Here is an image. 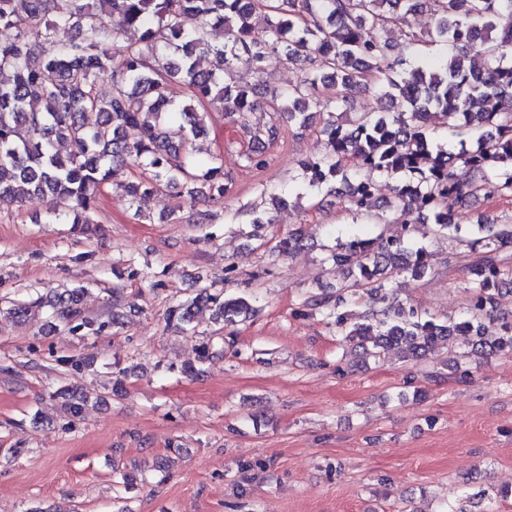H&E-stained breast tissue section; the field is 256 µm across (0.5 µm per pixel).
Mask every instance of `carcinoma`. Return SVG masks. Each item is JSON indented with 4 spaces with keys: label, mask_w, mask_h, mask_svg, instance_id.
Listing matches in <instances>:
<instances>
[{
    "label": "carcinoma",
    "mask_w": 512,
    "mask_h": 512,
    "mask_svg": "<svg viewBox=\"0 0 512 512\" xmlns=\"http://www.w3.org/2000/svg\"><path fill=\"white\" fill-rule=\"evenodd\" d=\"M423 11L436 18L430 42L444 45L446 54L417 66L390 58L371 31ZM113 13L122 17L114 30L107 20ZM59 28L76 35L58 45L53 32ZM216 29L224 31L220 45L211 42ZM36 41L45 44L40 58L31 53ZM162 45L177 56L160 54ZM202 54L210 57L207 68L197 64ZM116 55L122 57L118 66ZM272 56L305 66L298 84L273 96V111L302 129L321 117L326 150L302 165L309 188L339 180L345 200L362 211L374 195V176H385L394 180L392 193L404 214L425 215L449 236L465 230L458 216L473 199L512 194V111L502 109V101L512 99V0H0V213L41 196L50 199L54 216L92 224L103 185L128 165L140 174L117 187L145 221L151 220L147 203L164 188L194 202L223 201L228 187L219 157L199 160L186 145L206 131L209 105L242 119L257 110L255 91L237 84L231 72L241 58L260 68ZM374 73L382 75L381 96L401 100L403 110H366L357 122L339 124L336 104L321 98L319 85L331 81L343 104ZM104 76L111 82L107 95L97 85ZM174 78L188 89L190 104L180 110L168 93ZM437 113L451 128L478 131L477 138L448 151L428 133ZM128 128L138 130L136 140H127ZM58 141L69 144L67 154L55 150ZM348 158L355 160L352 171L342 165ZM457 166L467 168V180L456 178ZM508 245L511 228L472 241L482 254L473 268L472 314L438 323L394 302L389 288L395 275H424L425 248H410L400 236L351 238L330 258L349 270L353 286L368 287L381 309L373 326L350 323L343 311L348 298L339 289L326 318L365 361L378 362L394 350L422 357L460 336L461 359L512 354V323L497 325L493 316L499 286L512 283V267L496 259ZM302 246L296 231L277 248L289 255ZM84 292L78 286L30 295L13 301L9 313L47 307L57 325L83 337L120 324L116 314L105 321L86 316ZM203 308L225 327L254 313L252 300L204 286L166 310L165 326L192 334ZM56 396L72 418L87 404L77 389Z\"/></svg>",
    "instance_id": "carcinoma-1"
}]
</instances>
